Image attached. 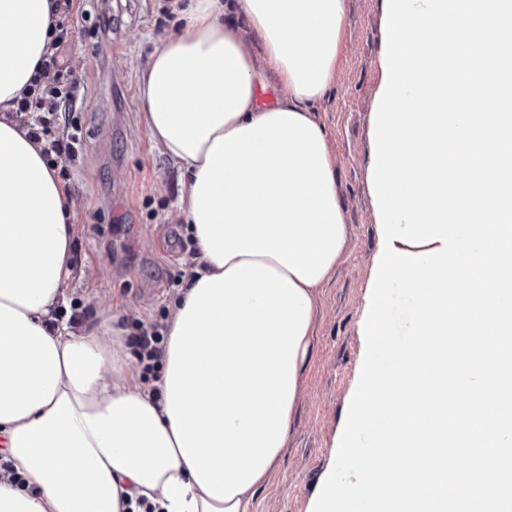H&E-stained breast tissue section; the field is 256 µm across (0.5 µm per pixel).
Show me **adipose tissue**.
Listing matches in <instances>:
<instances>
[{"instance_id":"1","label":"adipose tissue","mask_w":512,"mask_h":512,"mask_svg":"<svg viewBox=\"0 0 512 512\" xmlns=\"http://www.w3.org/2000/svg\"><path fill=\"white\" fill-rule=\"evenodd\" d=\"M139 70L149 140L187 177L193 276L156 384L111 320L67 306L75 202L15 114L55 0H0V512H254L304 396L318 290L346 226L314 106L344 0H188ZM275 78L277 105L255 86Z\"/></svg>"}]
</instances>
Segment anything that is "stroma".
Here are the masks:
<instances>
[{
    "label": "stroma",
    "mask_w": 512,
    "mask_h": 512,
    "mask_svg": "<svg viewBox=\"0 0 512 512\" xmlns=\"http://www.w3.org/2000/svg\"><path fill=\"white\" fill-rule=\"evenodd\" d=\"M68 18L59 47L84 99L77 113L85 139L69 190L78 239L72 299L81 323L98 324L105 304H129L125 335L165 318L194 267V238L175 223L183 178L148 138L137 94V71L158 38L175 30L171 0H83ZM381 0H345L344 47L336 79L315 107L335 156L347 243L321 288L305 398L270 484L255 512H313L333 469L365 355L364 312L380 246L367 186L371 115L381 82Z\"/></svg>",
    "instance_id": "stroma-1"
}]
</instances>
